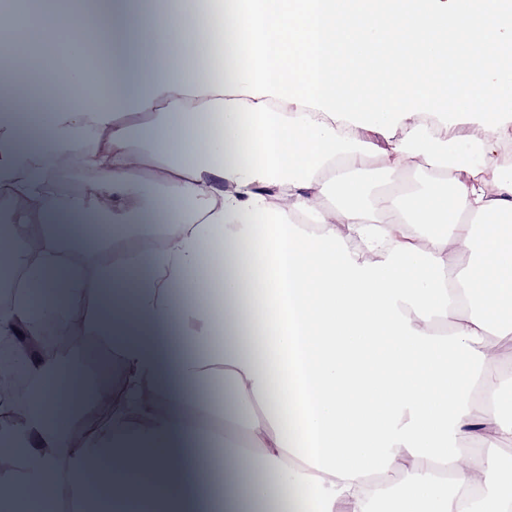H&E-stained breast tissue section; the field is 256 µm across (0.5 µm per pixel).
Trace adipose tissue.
Masks as SVG:
<instances>
[{
  "label": "adipose tissue",
  "instance_id": "obj_1",
  "mask_svg": "<svg viewBox=\"0 0 512 512\" xmlns=\"http://www.w3.org/2000/svg\"><path fill=\"white\" fill-rule=\"evenodd\" d=\"M98 0L11 13L0 39L51 28L74 65L48 123L22 128L16 72L0 67V195L18 220L0 241L44 225V256L0 309V334L53 304L93 300L88 323L124 365L120 388L99 390L112 422L84 432L82 368L52 371L34 410L6 438L0 512L29 500L79 499L147 512H190L197 489L184 462L224 450L215 485L224 512L287 500L288 512H512V371L499 336L512 328V170L501 163L512 126V46L503 0H218L229 36L256 34L252 56L223 50L179 6L124 9L128 30L160 43L132 65L88 71L109 22ZM203 41L193 75L165 56ZM391 46L395 61L375 56ZM146 83L119 112L132 73ZM453 89L438 104L433 85ZM436 114L440 126L420 123ZM70 156L97 172L80 200L49 190L52 171L25 156ZM413 170L429 194L387 190L364 200L367 164ZM153 165L167 195L145 198ZM275 187L283 204L265 196ZM138 214L156 245L114 270L60 275V244L83 247L77 226L51 218ZM466 267L453 270L458 256ZM224 278L206 302L187 300L191 276ZM135 275L133 302L115 291ZM67 289L47 297L48 288ZM180 315L188 353L160 336ZM172 365L173 378L159 369ZM478 446L469 455L449 439Z\"/></svg>",
  "mask_w": 512,
  "mask_h": 512
}]
</instances>
